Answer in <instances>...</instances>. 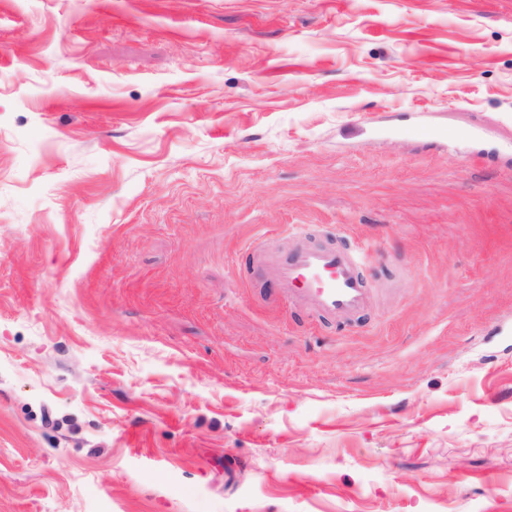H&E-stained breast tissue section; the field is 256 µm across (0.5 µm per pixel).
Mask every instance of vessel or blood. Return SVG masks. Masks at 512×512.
I'll return each mask as SVG.
<instances>
[{
	"label": "vessel or blood",
	"mask_w": 512,
	"mask_h": 512,
	"mask_svg": "<svg viewBox=\"0 0 512 512\" xmlns=\"http://www.w3.org/2000/svg\"><path fill=\"white\" fill-rule=\"evenodd\" d=\"M366 259L361 251L303 243L285 256L262 252L256 257L258 265H275L277 294L299 299L323 314L348 318L357 315L370 300L363 274Z\"/></svg>",
	"instance_id": "vessel-or-blood-1"
}]
</instances>
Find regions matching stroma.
Here are the masks:
<instances>
[{"instance_id": "1", "label": "stroma", "mask_w": 512, "mask_h": 512, "mask_svg": "<svg viewBox=\"0 0 512 512\" xmlns=\"http://www.w3.org/2000/svg\"><path fill=\"white\" fill-rule=\"evenodd\" d=\"M502 322L512 0H0V512H512ZM367 255L339 246L314 247L301 243L286 256L260 252L257 266L273 264L277 269L278 295L297 298L318 312L348 318L370 301L363 265Z\"/></svg>"}]
</instances>
